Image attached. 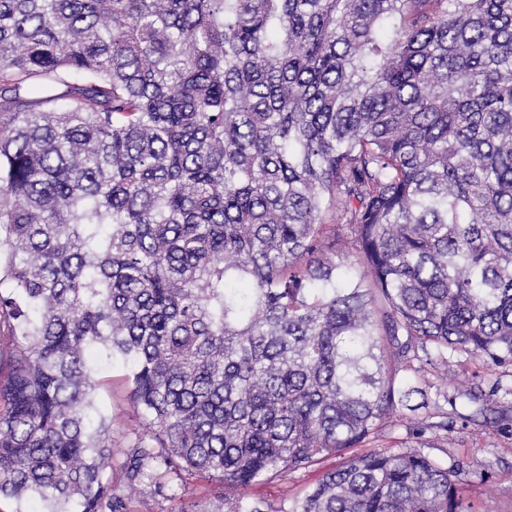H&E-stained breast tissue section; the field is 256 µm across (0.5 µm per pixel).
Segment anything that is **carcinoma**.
I'll return each mask as SVG.
<instances>
[{
  "label": "carcinoma",
  "mask_w": 512,
  "mask_h": 512,
  "mask_svg": "<svg viewBox=\"0 0 512 512\" xmlns=\"http://www.w3.org/2000/svg\"><path fill=\"white\" fill-rule=\"evenodd\" d=\"M2 287L0 497L462 512L419 452L226 492L429 408L404 362L512 366V0H0ZM125 374L124 367L114 363L100 366L95 376L100 384L96 390L97 404L112 417V439L123 444L126 430L143 422L141 413L128 399ZM188 478V477H187ZM186 495L166 499L154 491V487L121 485L118 492L127 498L130 512H181L188 510H214L223 506L214 498L212 484L197 478L186 479Z\"/></svg>",
  "instance_id": "carcinoma-1"
}]
</instances>
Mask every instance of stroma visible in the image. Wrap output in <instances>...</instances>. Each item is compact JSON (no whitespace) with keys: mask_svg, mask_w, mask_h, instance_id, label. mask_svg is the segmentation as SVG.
<instances>
[{"mask_svg":"<svg viewBox=\"0 0 512 512\" xmlns=\"http://www.w3.org/2000/svg\"><path fill=\"white\" fill-rule=\"evenodd\" d=\"M424 377L443 385L446 392L434 416L438 428L420 438L413 436L411 412L397 409L383 421L372 447L395 453L418 451L460 471L465 512H512V367H491L483 359L463 355L452 381H444L438 370H426ZM96 378L97 404L112 419L113 440L123 441L126 430L143 421L128 398L125 370L118 363L105 364ZM342 463L339 456L323 457L288 479L253 484L245 490V499L276 510L301 497ZM186 484L185 494L173 499L149 486H123L119 492L126 497L129 512H215L219 502L211 484L196 478Z\"/></svg>","mask_w":512,"mask_h":512,"instance_id":"1","label":"stroma"}]
</instances>
